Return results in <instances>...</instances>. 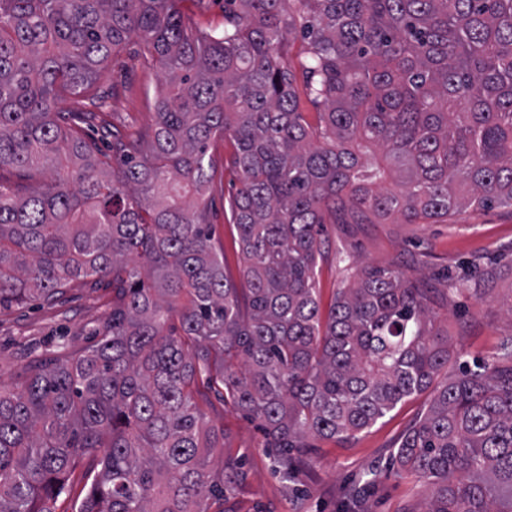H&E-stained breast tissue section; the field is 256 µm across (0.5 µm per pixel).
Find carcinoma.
Instances as JSON below:
<instances>
[{"mask_svg": "<svg viewBox=\"0 0 512 512\" xmlns=\"http://www.w3.org/2000/svg\"><path fill=\"white\" fill-rule=\"evenodd\" d=\"M186 0H0V301L53 303L108 279L80 354L40 355L0 384V512H51L79 466L77 512H208L244 479L210 463L224 431L200 401L260 420L295 481L310 436L347 441L434 388L393 456L429 493L419 512H512V345L439 378L448 332L423 289L363 268L321 321L317 227L441 224L512 207V0H224V31ZM307 43L311 128L284 59ZM160 70L150 125L96 153L67 97L89 99L131 38ZM231 132L245 287L199 202L209 143ZM180 327L167 326L173 317Z\"/></svg>", "mask_w": 512, "mask_h": 512, "instance_id": "obj_1", "label": "carcinoma"}]
</instances>
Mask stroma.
Listing matches in <instances>:
<instances>
[{
    "instance_id": "1",
    "label": "stroma",
    "mask_w": 512,
    "mask_h": 512,
    "mask_svg": "<svg viewBox=\"0 0 512 512\" xmlns=\"http://www.w3.org/2000/svg\"><path fill=\"white\" fill-rule=\"evenodd\" d=\"M137 41L112 55L97 82L106 99L89 135L104 151L113 133L129 134L152 123L156 70L142 67ZM214 168L202 203L224 250V273L243 281V262L231 206L241 186L232 163V137L211 144ZM315 282L321 313H328L339 289L354 282L356 270L386 266L429 289V305L451 339L460 364L490 365L512 341V209H467L445 224H327L319 237ZM112 290L99 280L71 289L49 304L34 300L0 306V383L24 382L34 357L66 341L70 352L92 344L109 310ZM430 393L410 398L373 426L346 442L309 438L306 464L298 481L287 482L270 468L271 451L257 421L215 393L205 407L210 425L224 432V451L214 454L220 472L223 454L241 456L245 479L236 490L235 512H418L426 486L414 474L397 470L393 454L403 433L424 413Z\"/></svg>"
}]
</instances>
